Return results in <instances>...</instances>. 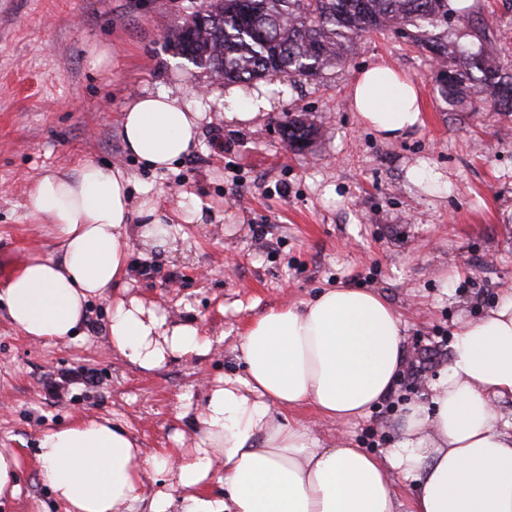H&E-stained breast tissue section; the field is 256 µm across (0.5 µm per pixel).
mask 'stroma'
Here are the masks:
<instances>
[{
    "label": "stroma",
    "instance_id": "35a3bbf8",
    "mask_svg": "<svg viewBox=\"0 0 512 512\" xmlns=\"http://www.w3.org/2000/svg\"><path fill=\"white\" fill-rule=\"evenodd\" d=\"M193 0H0V284L35 252L49 253V228L24 199L47 171L77 174L83 162L111 164L170 214V194L206 200L213 219L188 224L186 239L146 253L129 246V273L114 295L139 297L172 319L192 318L217 345L204 356L146 373L112 352L110 304L92 301L77 338L45 344L14 328L0 305V448L22 460L16 498L0 512H63L35 458L45 430L72 419L110 418L131 427L146 453L194 441L191 414L206 385L241 372L233 351L257 314L350 284L378 291L399 314L409 359L430 341L442 352L419 376L404 374L389 399L360 421L337 426L303 406L295 419L325 445L347 441L382 454L399 438L404 406L446 369L458 321H476L512 289V112L480 106L447 111L427 53L394 32L360 43L322 81L278 73L290 97L248 128L224 123V80L177 55L170 32ZM110 50L97 65L93 48ZM385 63L416 82L424 124L385 142L349 106L353 76ZM194 90L207 106L195 148L173 169H145L125 149L124 107L160 87ZM307 113L311 149L283 142L286 113ZM441 173L448 194L414 184L410 167ZM91 372L64 398L48 385Z\"/></svg>",
    "mask_w": 512,
    "mask_h": 512
}]
</instances>
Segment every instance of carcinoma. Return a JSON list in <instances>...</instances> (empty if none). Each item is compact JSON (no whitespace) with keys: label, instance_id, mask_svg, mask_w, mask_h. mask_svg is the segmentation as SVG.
I'll list each match as a JSON object with an SVG mask.
<instances>
[{"label":"carcinoma","instance_id":"obj_1","mask_svg":"<svg viewBox=\"0 0 512 512\" xmlns=\"http://www.w3.org/2000/svg\"><path fill=\"white\" fill-rule=\"evenodd\" d=\"M461 17L448 0H201L171 39L193 66L249 84L271 71L320 79L345 66L365 37L388 28L437 61L435 83L448 110L485 102L512 112V64L498 54L512 33L461 26ZM280 132L298 151L317 134L300 116Z\"/></svg>","mask_w":512,"mask_h":512}]
</instances>
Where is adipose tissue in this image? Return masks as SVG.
I'll return each mask as SVG.
<instances>
[{"label":"adipose tissue","mask_w":512,"mask_h":512,"mask_svg":"<svg viewBox=\"0 0 512 512\" xmlns=\"http://www.w3.org/2000/svg\"><path fill=\"white\" fill-rule=\"evenodd\" d=\"M270 84L224 89V122L252 126L273 107ZM349 103L385 141L423 124L417 87L378 63L360 71ZM208 118L172 90L146 93L122 112L127 151L155 171L196 145ZM121 169L86 161L76 178L38 176L24 201L29 218L50 225L57 253L31 254L0 288L10 322L34 341L73 338L94 299L111 298L107 337L115 352L152 372L214 342L195 322L172 320L137 297H112L127 273L130 238L164 248L211 206L178 193L180 223L164 222L153 197L134 198ZM242 374L208 385L193 417L189 448L145 454L109 419L78 418L43 433L41 475L65 512H512V290L477 321L459 322L445 374L427 400L408 403L400 438L383 457L331 447L290 415L311 406L345 425L390 397L407 365L400 318L366 288L339 286L303 306L290 303L252 320L234 348ZM158 489L144 496V478ZM414 492L401 500L396 479Z\"/></svg>","instance_id":"adipose-tissue-1"}]
</instances>
